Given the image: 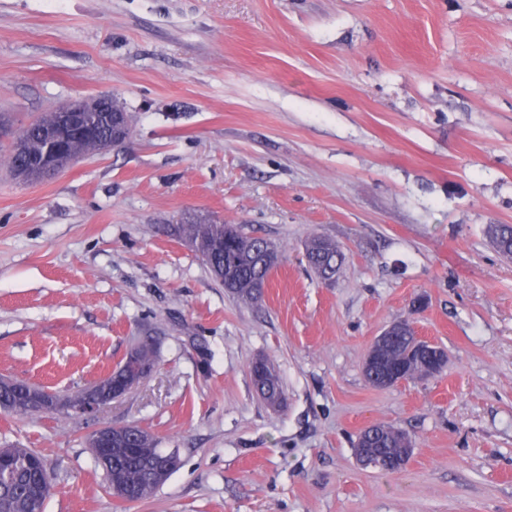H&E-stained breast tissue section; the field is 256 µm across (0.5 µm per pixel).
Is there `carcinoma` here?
<instances>
[{
	"instance_id": "cac0c4a2",
	"label": "carcinoma",
	"mask_w": 512,
	"mask_h": 512,
	"mask_svg": "<svg viewBox=\"0 0 512 512\" xmlns=\"http://www.w3.org/2000/svg\"><path fill=\"white\" fill-rule=\"evenodd\" d=\"M59 124V113L47 111L38 115L20 132V140L12 147L32 175L46 154L49 138ZM91 132L71 138L63 154L58 158L62 165L70 159H83L101 152L112 141V125L103 112L90 113ZM172 235L182 239L194 249L207 267L214 271L224 270L220 284L243 303H257L263 298V290L274 269L271 256L277 254L275 243L265 237L249 234L240 224H226L215 219L192 217L172 227ZM488 235L494 248L505 258L512 260V225L490 224ZM306 258L316 276L331 279L344 262L336 242L314 236L306 244ZM403 335L395 337L386 350L387 360L399 365L409 379L429 375L426 361L409 353L414 329L404 321ZM156 347L149 338L143 339L137 351L136 362L140 374L148 375L156 362ZM250 376L260 380L256 392L268 405L275 407L284 400V391L274 366L260 359L250 366ZM37 386L25 381H15L0 389V406H9L12 412L29 414L24 400L36 391ZM376 441L382 444L378 451L385 457L395 448H409L411 441L400 429L388 424H374ZM158 442L148 431L131 425L112 433V448L107 450L106 465L102 466L107 482L114 489L125 492L132 486V501L152 495L163 481L159 480L153 462L159 454ZM52 491L51 478H45L36 492H31L26 472H20L10 485H0V512H41Z\"/></svg>"
}]
</instances>
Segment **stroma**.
<instances>
[{"label":"stroma","instance_id":"obj_1","mask_svg":"<svg viewBox=\"0 0 512 512\" xmlns=\"http://www.w3.org/2000/svg\"><path fill=\"white\" fill-rule=\"evenodd\" d=\"M116 96L122 149L25 184L12 135ZM0 376L72 392L142 336L141 384L76 420L0 411V447L41 452L44 512H512V0H0ZM208 216L277 243L261 304L228 295L172 225ZM314 235L341 247L330 283ZM441 373L370 386L390 323ZM265 357L285 403L249 366ZM373 423L406 467L358 464ZM137 425L180 467L117 500L86 446ZM488 235L494 248L505 258L512 260V225L490 224ZM305 249L310 268L323 281L331 279L345 259L336 242L327 238L311 237L306 242ZM137 346V345H136ZM136 346L132 347L125 356V362L133 361L136 357V362L141 366L140 375L147 376L156 362V347L153 341L149 338L143 339L135 356ZM250 376L253 382L260 380V387L256 385V392L269 406H280L284 400V391L280 378L274 366L266 360L260 359L250 366ZM375 432L376 441L383 445L377 450L385 457H388L393 451L392 448H407L408 460L412 455L411 441L408 436L400 429L388 424H374L371 426Z\"/></svg>","mask_w":512,"mask_h":512}]
</instances>
